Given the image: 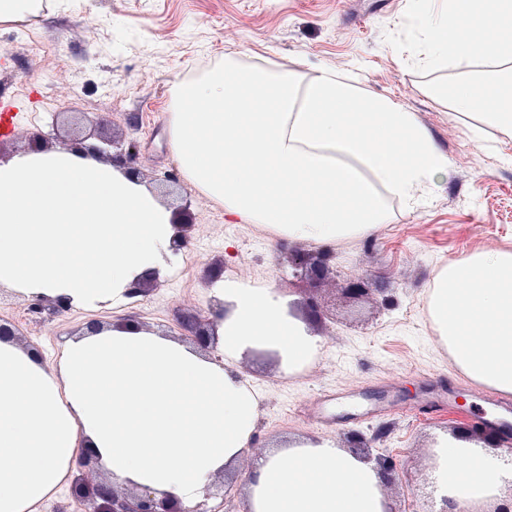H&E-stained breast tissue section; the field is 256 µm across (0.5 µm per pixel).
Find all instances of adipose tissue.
<instances>
[{
    "instance_id": "obj_1",
    "label": "adipose tissue",
    "mask_w": 512,
    "mask_h": 512,
    "mask_svg": "<svg viewBox=\"0 0 512 512\" xmlns=\"http://www.w3.org/2000/svg\"><path fill=\"white\" fill-rule=\"evenodd\" d=\"M425 66L512 56V0H424L416 14ZM488 31L481 43L470 33ZM498 72L461 71L452 104L512 128V106L488 100ZM170 146L188 183L226 214L286 241L328 245L370 234L384 220L381 189L417 200L446 156L414 116L343 72L308 83L251 67L180 86ZM175 235L172 211L112 164L73 149L27 151L0 162V288L65 297L74 309L124 301L132 281L160 269ZM228 306L217 321L219 359L143 330L66 339L45 366L0 341V512H33L90 446L110 478L198 500L210 477L232 470L250 442L258 399L232 362L262 349L288 372L317 339L266 288L215 279ZM429 314L455 365L474 383L512 394V253L441 267ZM467 460L460 469L459 460ZM437 491L454 512L499 503L512 465L483 444H439ZM374 464L328 442L272 448L253 466L250 512H387Z\"/></svg>"
}]
</instances>
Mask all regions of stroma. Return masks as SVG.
<instances>
[{
  "label": "stroma",
  "instance_id": "35a3bbf8",
  "mask_svg": "<svg viewBox=\"0 0 512 512\" xmlns=\"http://www.w3.org/2000/svg\"><path fill=\"white\" fill-rule=\"evenodd\" d=\"M416 9L415 0H37L24 21L56 54L0 37V99L15 102L11 130L0 135L6 156L25 151L37 131L64 146L103 127L119 143L138 142L143 184L168 207L188 206L194 222L188 247L163 255L157 288L136 303L34 314L29 298L1 292L0 317L19 326L45 363L85 322L109 326L132 312L145 331L192 345L179 321L208 314V271L217 264L225 279L293 302L296 317L306 298L320 306L321 321L308 327L318 349L299 372L285 373L266 352L235 360L259 396V418L235 468L213 475L210 512H244L253 463L269 448L327 440L346 449L355 434L394 466L383 487L393 512H432L437 440L493 409L496 392L470 381L438 341L428 302L443 265L512 252V129L432 94L459 69L422 67ZM266 61L303 82L327 69L351 73L367 92L412 112L448 158L422 204L383 192L384 223L330 245L333 272L320 282L298 276L289 261L317 244L229 223L223 205L184 179L168 146L180 82L228 62ZM350 278L371 281L374 292L345 301Z\"/></svg>",
  "mask_w": 512,
  "mask_h": 512
}]
</instances>
